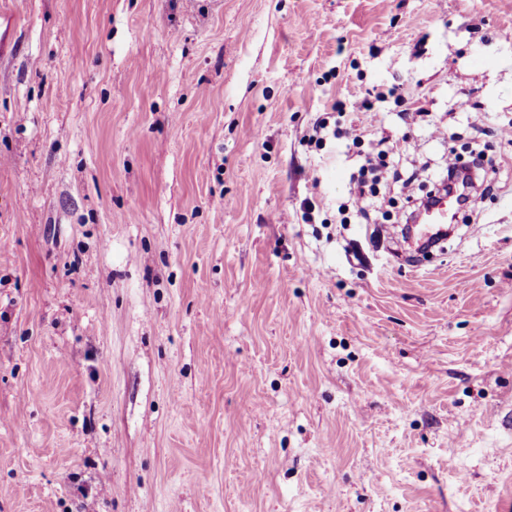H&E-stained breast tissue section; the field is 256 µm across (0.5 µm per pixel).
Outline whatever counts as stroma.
<instances>
[{
    "label": "stroma",
    "instance_id": "obj_1",
    "mask_svg": "<svg viewBox=\"0 0 512 512\" xmlns=\"http://www.w3.org/2000/svg\"><path fill=\"white\" fill-rule=\"evenodd\" d=\"M394 84L499 162L417 266L304 143ZM508 124L512 0H0V512H500Z\"/></svg>",
    "mask_w": 512,
    "mask_h": 512
}]
</instances>
